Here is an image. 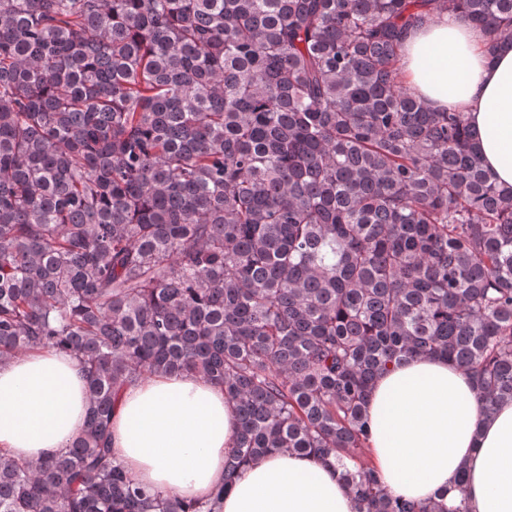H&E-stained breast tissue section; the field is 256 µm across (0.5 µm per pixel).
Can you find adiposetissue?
<instances>
[{
  "label": "adipose tissue",
  "mask_w": 512,
  "mask_h": 512,
  "mask_svg": "<svg viewBox=\"0 0 512 512\" xmlns=\"http://www.w3.org/2000/svg\"><path fill=\"white\" fill-rule=\"evenodd\" d=\"M408 87L431 108L465 112L484 168L512 188V42L442 14L406 37ZM366 451L395 496L470 512H512V401L485 417L474 382L437 357L380 376L367 401ZM78 361L41 349L0 365V449L23 459L63 450L82 428ZM238 435L234 404L198 375L156 374L126 386L112 415V454L140 483L210 498ZM217 512H356L334 466L282 450L239 469Z\"/></svg>",
  "instance_id": "obj_1"
}]
</instances>
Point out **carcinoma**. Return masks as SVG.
Segmentation results:
<instances>
[{
    "label": "carcinoma",
    "instance_id": "1",
    "mask_svg": "<svg viewBox=\"0 0 512 512\" xmlns=\"http://www.w3.org/2000/svg\"><path fill=\"white\" fill-rule=\"evenodd\" d=\"M512 41V0H0V363H81L88 416L0 454V512H214L109 448L118 392L224 387L227 473L288 449L390 496L364 457L375 380L441 357L512 401V189L465 113L398 72L443 13Z\"/></svg>",
    "mask_w": 512,
    "mask_h": 512
}]
</instances>
